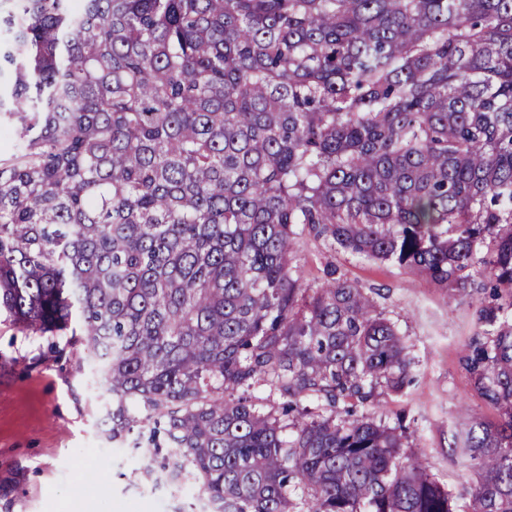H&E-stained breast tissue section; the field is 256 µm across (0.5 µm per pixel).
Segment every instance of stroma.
<instances>
[{
  "mask_svg": "<svg viewBox=\"0 0 512 512\" xmlns=\"http://www.w3.org/2000/svg\"><path fill=\"white\" fill-rule=\"evenodd\" d=\"M297 264L305 284L338 277L375 293L414 358L411 383L378 410L388 422L404 418L407 446L422 452L432 473L455 484L457 457L448 433L472 412L495 418L471 388L459 359L478 330L484 300L474 292L450 294L393 261L359 257L304 230ZM111 400L100 377L71 352L54 354L0 325V512H81L68 489L76 471L107 474L109 491L96 512H202L195 491L142 474L144 459L115 442L101 423Z\"/></svg>",
  "mask_w": 512,
  "mask_h": 512,
  "instance_id": "1",
  "label": "stroma"
}]
</instances>
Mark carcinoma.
I'll use <instances>...</instances> for the list:
<instances>
[{"mask_svg": "<svg viewBox=\"0 0 512 512\" xmlns=\"http://www.w3.org/2000/svg\"><path fill=\"white\" fill-rule=\"evenodd\" d=\"M2 135L0 318L98 363L112 440L215 512H512V0H0ZM301 225L490 289L459 487L357 413L412 359ZM247 394L252 397L256 407L262 412H271L278 417L280 416V406L284 400L274 387L268 384L256 385Z\"/></svg>", "mask_w": 512, "mask_h": 512, "instance_id": "1", "label": "carcinoma"}]
</instances>
